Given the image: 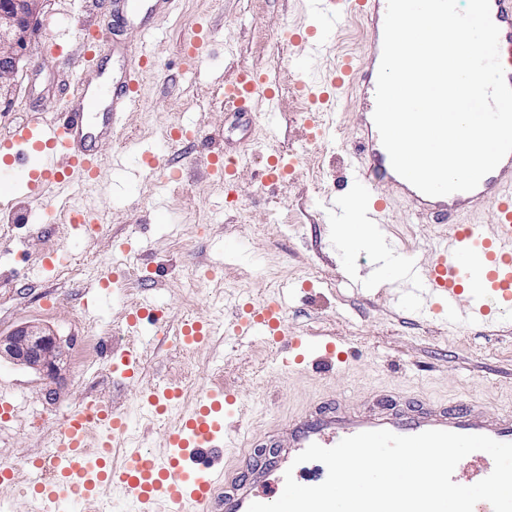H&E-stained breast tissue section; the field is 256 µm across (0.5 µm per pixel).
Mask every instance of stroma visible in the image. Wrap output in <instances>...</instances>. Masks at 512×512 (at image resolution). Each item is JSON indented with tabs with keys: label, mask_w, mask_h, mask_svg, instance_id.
Instances as JSON below:
<instances>
[{
	"label": "stroma",
	"mask_w": 512,
	"mask_h": 512,
	"mask_svg": "<svg viewBox=\"0 0 512 512\" xmlns=\"http://www.w3.org/2000/svg\"><path fill=\"white\" fill-rule=\"evenodd\" d=\"M111 7V0H45L13 92L0 101V133L67 105L78 79H97L82 45L103 28ZM306 20V0H180L150 34L124 29L123 39L144 46L154 64L144 69L122 128L99 147L97 182L51 190L40 204L11 192L0 204V334L36 322L68 350V367L55 380L0 361V394L15 408L14 417L0 418V467L27 469L50 448L62 416L90 398L123 411L132 436L159 449L201 390L228 388L244 410L238 445L253 467L266 465L258 450L283 433L286 419L333 400L391 408L477 402L491 415L512 411V325L452 330L439 318L421 320L389 305L382 288L357 292L351 275L361 252L332 250L338 226L327 196L361 194L349 182L342 149L357 134L360 99L344 94L330 135L309 139L303 120L312 107L299 87L323 79L343 58L362 60L365 46L359 24L346 22L309 59L280 38ZM197 29L207 35L208 51L192 66L184 40ZM242 69L260 71L277 103L257 102L253 145L229 183L198 160L239 136L223 92ZM146 152L157 154L163 169L132 184L115 174L118 165L139 167ZM271 155L290 171L266 184ZM73 208L99 232L87 237L76 229L68 220ZM389 222L402 256L429 260L436 225L409 217L401 201ZM60 254L68 257L63 269L49 262ZM112 268L118 283L85 296L84 286ZM284 289L289 335L334 337L349 351L347 362L287 367V341L257 336L241 347L225 336L235 303H260ZM148 300L162 307L164 329L144 321L129 326L128 311ZM190 318L212 324L208 342L174 344ZM131 345L142 362L126 377L114 361ZM159 384L178 386L182 398L177 410L155 418L142 400Z\"/></svg>",
	"instance_id": "1"
}]
</instances>
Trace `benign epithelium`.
<instances>
[{"instance_id": "obj_1", "label": "benign epithelium", "mask_w": 512, "mask_h": 512, "mask_svg": "<svg viewBox=\"0 0 512 512\" xmlns=\"http://www.w3.org/2000/svg\"><path fill=\"white\" fill-rule=\"evenodd\" d=\"M44 0H0V98L10 93L11 79L26 55L30 36ZM68 351L50 329L28 323L0 335V359L31 368L46 378L55 377Z\"/></svg>"}]
</instances>
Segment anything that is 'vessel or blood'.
I'll use <instances>...</instances> for the list:
<instances>
[{"instance_id": "obj_1", "label": "vessel or blood", "mask_w": 512, "mask_h": 512, "mask_svg": "<svg viewBox=\"0 0 512 512\" xmlns=\"http://www.w3.org/2000/svg\"><path fill=\"white\" fill-rule=\"evenodd\" d=\"M175 0H120L117 17L99 33L90 35L85 56L97 64L103 51L124 56L129 62L122 79L113 82L108 99H101L95 85L79 81L73 104L54 109L40 121L42 140L28 151H14L13 160L0 168V184L23 183L32 198L44 197L50 188L87 184L97 177L98 145L111 139L123 118L135 105L140 89L139 74L147 63L146 53L121 40L123 24L149 32L159 12ZM310 13L332 26L348 16L359 17L365 29V65L345 59L325 81L304 85V95L329 107L340 89L356 87L364 112L356 139L345 150L353 162L350 178L362 187L360 226L367 235L373 260L361 267L359 287H367L390 254L385 236L392 198H400L414 217L433 216L445 232L435 242L431 259L409 264L394 280L395 302L412 299L421 312L434 307L447 312L449 325L473 327L498 320L512 321V153L485 175L469 192L429 196L402 178L392 167L373 120L378 69L382 56L387 0H307ZM490 13L498 26L499 56L505 79L512 85V0H490ZM286 43H304L319 54L325 43L312 27L292 28L282 35ZM275 102L276 95L257 72L240 71L224 85L227 112H252L256 100ZM490 210L487 224L458 223L461 214ZM286 303L274 297L236 313L224 323L225 335L238 341L255 336L282 335ZM296 348L303 355L327 365L336 362V342L326 337H298ZM174 387L151 388L145 405L150 412L163 411L177 399ZM223 390L199 394L192 410L183 415L168 434L163 449L143 445L125 449L121 466L104 471L102 453L123 441L128 423L124 413L100 400L82 402L67 412L54 436L55 453L37 460L45 476L33 487L39 512H61L93 499L106 490L120 489L135 512H155L167 504L170 512H248L250 504L271 503L282 494L285 473L254 470L250 480L224 471L220 464L225 449L235 447L244 423L239 413L223 414ZM289 458H296L311 444L330 448L342 439L366 431L387 430L411 436L428 430L485 435L512 443V412L487 414L468 403L450 410L424 404L407 410L375 408L366 412L343 409L317 410L288 419Z\"/></svg>"}]
</instances>
